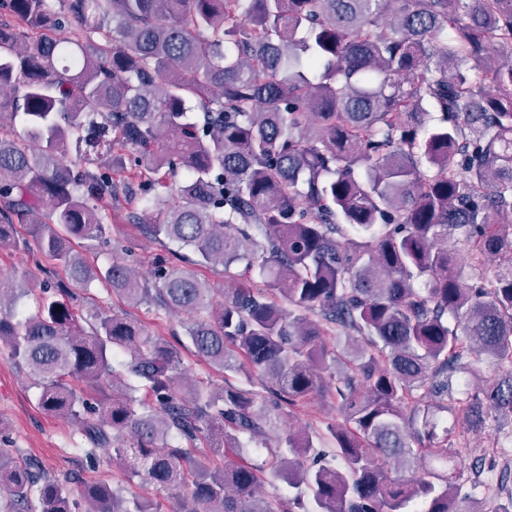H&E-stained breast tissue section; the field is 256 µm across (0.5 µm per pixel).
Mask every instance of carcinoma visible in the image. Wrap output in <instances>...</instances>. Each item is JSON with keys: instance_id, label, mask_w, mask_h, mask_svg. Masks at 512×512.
Returning a JSON list of instances; mask_svg holds the SVG:
<instances>
[{"instance_id": "cac0c4a2", "label": "carcinoma", "mask_w": 512, "mask_h": 512, "mask_svg": "<svg viewBox=\"0 0 512 512\" xmlns=\"http://www.w3.org/2000/svg\"><path fill=\"white\" fill-rule=\"evenodd\" d=\"M63 2L0 0V246L26 226L70 283L25 316L33 288L0 276V342L40 407L112 444L170 512H463L439 413L458 374L479 378L471 356L512 365V0ZM65 18L78 36L45 33ZM124 149L160 187L145 234L184 250L151 288L71 246L106 243L101 160ZM187 263L222 265L224 287ZM95 281L187 315L194 353L259 389L186 383L177 349L80 307ZM73 381L112 398L98 409ZM324 392L339 420L287 429ZM462 403L473 426L512 421V370ZM10 455L0 512H161L105 481L73 498ZM268 470L299 492L260 496Z\"/></svg>"}]
</instances>
